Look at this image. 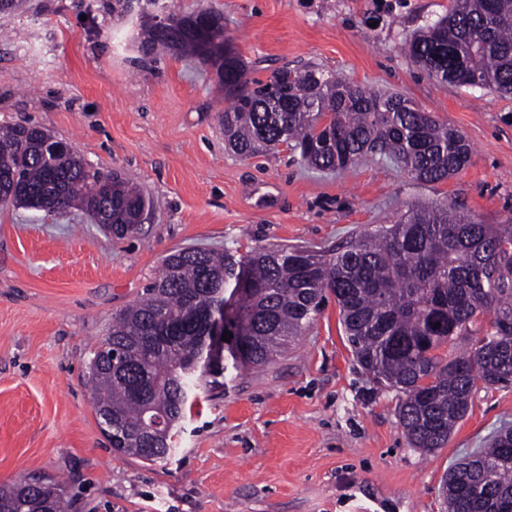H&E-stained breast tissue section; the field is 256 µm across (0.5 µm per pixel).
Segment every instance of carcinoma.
<instances>
[{
    "label": "carcinoma",
    "mask_w": 512,
    "mask_h": 512,
    "mask_svg": "<svg viewBox=\"0 0 512 512\" xmlns=\"http://www.w3.org/2000/svg\"><path fill=\"white\" fill-rule=\"evenodd\" d=\"M174 16L164 34L138 25L136 47L144 57L167 47L224 78L228 106L219 119L242 159L284 145L309 167L343 172L379 154L422 183L444 181L470 160L464 133L398 93L314 66L251 78L224 38L223 12ZM408 49L442 83L512 94V0H453ZM150 205L130 180L91 169L45 129L0 127V206L48 213L77 206L123 237ZM329 294L358 365L380 388L403 395L397 417L410 447H446L477 383L512 386V220L482 224L446 203L411 205L329 258L288 246L169 253L140 300L112 317L89 363L96 413H112V448L165 459L193 400L224 386L217 373L270 363ZM483 314L491 329L473 347L447 361L434 354ZM217 319L232 333L221 347L211 339ZM442 494L448 512H512V429L449 469ZM56 495L57 485L39 480L1 486L0 512H67Z\"/></svg>",
    "instance_id": "1"
}]
</instances>
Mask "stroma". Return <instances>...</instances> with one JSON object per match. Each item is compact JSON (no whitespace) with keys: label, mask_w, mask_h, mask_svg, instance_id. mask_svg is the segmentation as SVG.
I'll use <instances>...</instances> for the list:
<instances>
[{"label":"stroma","mask_w":512,"mask_h":512,"mask_svg":"<svg viewBox=\"0 0 512 512\" xmlns=\"http://www.w3.org/2000/svg\"><path fill=\"white\" fill-rule=\"evenodd\" d=\"M452 0H159L214 7L252 76L313 65L397 92L462 131L468 165L411 179L369 156L320 172L286 147L227 150L213 71L126 37L147 0H26L0 16V125L34 124L153 200L119 238L79 209L0 210V486L62 481L69 512H443L441 479L512 428V388L478 386L446 448H410L396 391L353 358L334 297L286 352L200 396L167 459L112 449L87 384L112 317L138 301L165 256L192 246L335 253L407 206L448 201L486 224L512 217V94L442 84L407 44Z\"/></svg>","instance_id":"stroma-1"}]
</instances>
